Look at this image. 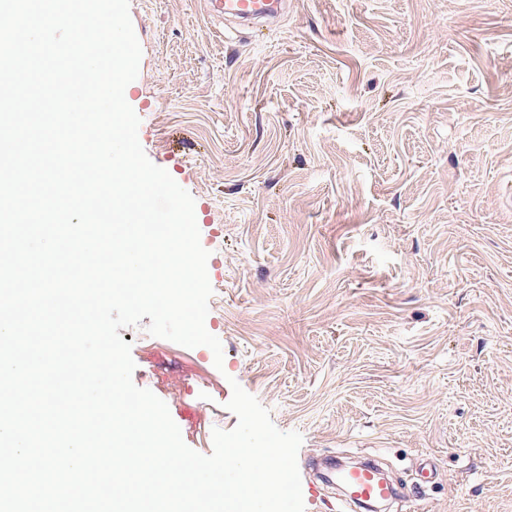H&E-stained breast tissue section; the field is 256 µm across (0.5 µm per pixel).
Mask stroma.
Wrapping results in <instances>:
<instances>
[{
    "instance_id": "1",
    "label": "stroma",
    "mask_w": 512,
    "mask_h": 512,
    "mask_svg": "<svg viewBox=\"0 0 512 512\" xmlns=\"http://www.w3.org/2000/svg\"><path fill=\"white\" fill-rule=\"evenodd\" d=\"M129 14L127 102L195 201L223 349L123 329L133 383L206 456L239 383L302 435L305 512H337L309 460L348 453L401 481L388 512H512V0H288L253 31L204 0Z\"/></svg>"
}]
</instances>
